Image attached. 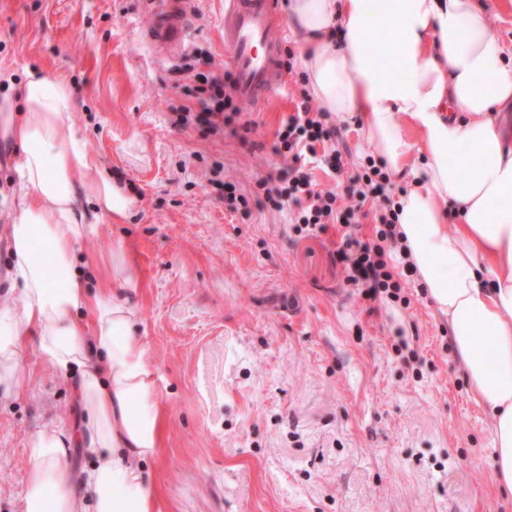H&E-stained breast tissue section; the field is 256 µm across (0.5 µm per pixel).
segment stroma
<instances>
[{
    "instance_id": "stroma-1",
    "label": "stroma",
    "mask_w": 512,
    "mask_h": 512,
    "mask_svg": "<svg viewBox=\"0 0 512 512\" xmlns=\"http://www.w3.org/2000/svg\"><path fill=\"white\" fill-rule=\"evenodd\" d=\"M190 49L224 63V0H195ZM143 0H0V98L30 69L67 78L75 131L132 202L81 244L102 281L137 270L134 333L159 376L161 449L144 465L159 512H512L491 460L492 419L471 395L448 321L418 277L403 301L351 288L330 224L294 230L284 211H229L287 173L274 146L308 85L295 65L245 137L173 128L186 77L141 42ZM13 143L0 132V308L13 304ZM24 396L0 393V512H22L27 448L75 431L73 379L28 342Z\"/></svg>"
}]
</instances>
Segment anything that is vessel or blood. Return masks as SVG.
<instances>
[{
  "label": "vessel or blood",
  "instance_id": "b4317fda",
  "mask_svg": "<svg viewBox=\"0 0 512 512\" xmlns=\"http://www.w3.org/2000/svg\"><path fill=\"white\" fill-rule=\"evenodd\" d=\"M146 3L156 19L149 45L181 53L190 41L191 0ZM275 21L270 0H224V61L232 74L231 92L239 100H265L285 82L279 46L271 36Z\"/></svg>",
  "mask_w": 512,
  "mask_h": 512
}]
</instances>
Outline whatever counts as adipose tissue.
I'll use <instances>...</instances> for the list:
<instances>
[{
    "instance_id": "obj_1",
    "label": "adipose tissue",
    "mask_w": 512,
    "mask_h": 512,
    "mask_svg": "<svg viewBox=\"0 0 512 512\" xmlns=\"http://www.w3.org/2000/svg\"><path fill=\"white\" fill-rule=\"evenodd\" d=\"M288 18L318 105L359 115L368 150L410 184L397 200L404 252L491 411L497 485L512 494V141L500 123L512 61L475 0H289ZM376 27L389 42L381 58ZM0 108L24 184L9 213L18 299L0 311V389L27 390L20 351L36 337L44 364L79 378L80 439L94 457L74 483L61 464L71 435L40 431L23 512H155L143 463L158 447V376L119 294L134 273L117 259L112 290L94 292L79 268L94 224L128 202L76 136L64 77L30 70Z\"/></svg>"
}]
</instances>
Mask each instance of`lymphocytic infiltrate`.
I'll use <instances>...</instances> for the list:
<instances>
[{
    "label": "lymphocytic infiltrate",
    "instance_id": "f902f5d3",
    "mask_svg": "<svg viewBox=\"0 0 512 512\" xmlns=\"http://www.w3.org/2000/svg\"><path fill=\"white\" fill-rule=\"evenodd\" d=\"M198 59L195 53L183 59L180 70L194 81L189 91L191 103L172 113V126L201 128L216 138L250 131L252 121L246 119L240 101L226 91L230 73L198 72ZM325 117L322 109L313 107L306 99L281 124L276 134V151L290 158L291 180L284 187L275 176L265 177L260 183L263 200L274 210L293 204L297 232L327 224L340 226L343 234L336 253L348 283L359 288L369 300L400 299L404 280L412 276L414 268L401 258L398 214L389 195L391 180L384 162L368 161L366 168L355 172L346 198L312 187L306 156L314 152L316 144L336 141L339 133L338 127L327 124ZM365 216L371 217L374 229L372 236L364 240L353 228Z\"/></svg>",
    "mask_w": 512,
    "mask_h": 512
}]
</instances>
